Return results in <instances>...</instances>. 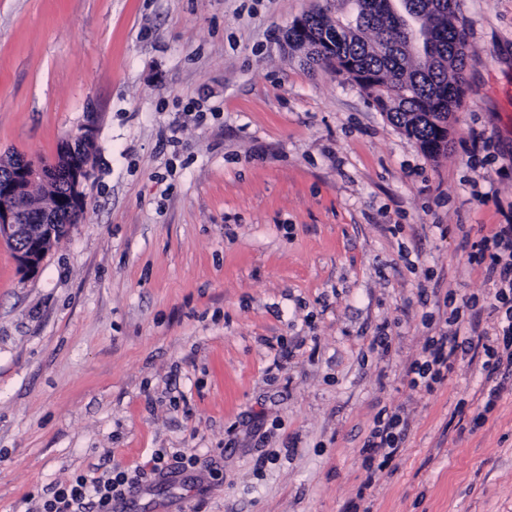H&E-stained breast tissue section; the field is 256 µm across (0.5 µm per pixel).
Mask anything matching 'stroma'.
<instances>
[{
    "label": "stroma",
    "mask_w": 512,
    "mask_h": 512,
    "mask_svg": "<svg viewBox=\"0 0 512 512\" xmlns=\"http://www.w3.org/2000/svg\"><path fill=\"white\" fill-rule=\"evenodd\" d=\"M315 3L0 0V158L96 126L39 272L0 241V512L156 448L196 462L112 512H512V389L475 429L477 366L408 376L449 321L496 324L468 255L512 212V0L460 2L434 159L289 49ZM382 410L409 426L366 489Z\"/></svg>",
    "instance_id": "stroma-1"
}]
</instances>
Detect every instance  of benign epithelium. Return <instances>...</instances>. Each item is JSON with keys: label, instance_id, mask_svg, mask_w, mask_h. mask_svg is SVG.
<instances>
[{"label": "benign epithelium", "instance_id": "benign-epithelium-1", "mask_svg": "<svg viewBox=\"0 0 512 512\" xmlns=\"http://www.w3.org/2000/svg\"><path fill=\"white\" fill-rule=\"evenodd\" d=\"M94 146L95 126L90 122L64 142L61 155L52 160H22L9 169L8 178L0 183V239L25 241V247L16 253L21 271L36 272L63 238V227L81 206ZM35 183L63 187L51 208L36 213L26 205V192Z\"/></svg>", "mask_w": 512, "mask_h": 512}]
</instances>
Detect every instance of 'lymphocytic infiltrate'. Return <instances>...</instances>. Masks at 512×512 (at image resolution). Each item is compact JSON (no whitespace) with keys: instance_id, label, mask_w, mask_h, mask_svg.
<instances>
[{"instance_id":"1","label":"lymphocytic infiltrate","mask_w":512,"mask_h":512,"mask_svg":"<svg viewBox=\"0 0 512 512\" xmlns=\"http://www.w3.org/2000/svg\"><path fill=\"white\" fill-rule=\"evenodd\" d=\"M472 263L482 266L492 280L496 292L492 309L497 315L493 332L452 329L428 337L422 359L413 363L410 371L426 378L429 384L442 382L451 375L460 354L482 349L485 359L480 365L485 384V402L477 406L472 418L481 425L498 397L503 381L512 375V219L497 225L493 234L477 244L469 256ZM408 422L395 412L377 419L364 447L377 465L368 469L365 486H372L379 469L385 468L398 452ZM194 463L178 450H154L143 465L124 469L113 467L97 477L79 475L67 483L55 486L49 497L35 505L34 512H111L112 502L133 489L146 484L152 477L186 469Z\"/></svg>"}]
</instances>
